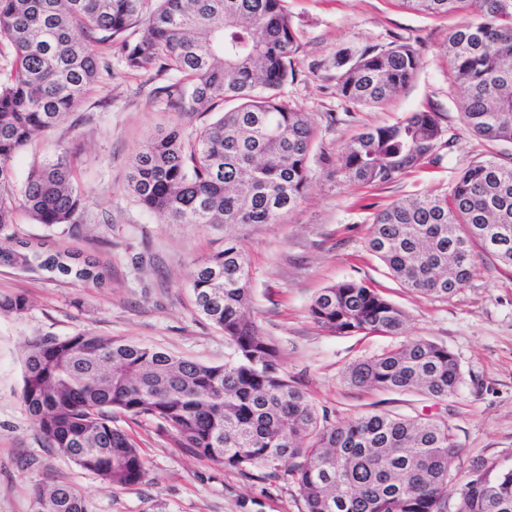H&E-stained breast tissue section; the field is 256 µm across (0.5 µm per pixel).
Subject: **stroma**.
I'll return each mask as SVG.
<instances>
[{
  "instance_id": "stroma-1",
  "label": "stroma",
  "mask_w": 512,
  "mask_h": 512,
  "mask_svg": "<svg viewBox=\"0 0 512 512\" xmlns=\"http://www.w3.org/2000/svg\"><path fill=\"white\" fill-rule=\"evenodd\" d=\"M299 31L295 76L282 99L307 112L316 132L309 183L300 203L276 224H246L237 243L250 263L253 314L280 348L289 376L331 420L375 410L448 422L461 453L458 479L484 462L512 467V270L482 255L468 285L442 301L410 292L365 247L376 210L392 202L445 192L471 163L512 156V144L467 132L449 90L442 45L461 15L432 17L397 0H285ZM398 40L413 44L420 67L413 81L381 108H355L336 94V56ZM170 74L132 71L120 51L112 75L95 87L51 132L35 136L14 160V184L45 160L70 154L85 205L80 231L36 223L16 208V241L65 250L100 264L101 283L52 278L39 270L0 266V300L25 297L24 315L0 314V512H34L33 488L65 483L82 493L92 512H304L298 487L254 467L242 472L177 447L156 423L114 417L140 448L142 481L113 488L72 461L44 448L20 400L26 344L91 331L135 341L206 364L229 351L221 330L197 314L190 288L196 265L224 246L220 224H166L139 205L127 182L134 154L158 130L180 125L185 136L209 124L218 110L181 113L155 88ZM431 108L444 129L433 163L382 185L344 182L341 149L367 127ZM362 281L381 288L406 314L405 336H423L458 359V393L437 400L417 392L358 389L342 379L353 361L396 345L391 336H331L310 318L314 295L331 284Z\"/></svg>"
}]
</instances>
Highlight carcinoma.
<instances>
[{"mask_svg": "<svg viewBox=\"0 0 512 512\" xmlns=\"http://www.w3.org/2000/svg\"><path fill=\"white\" fill-rule=\"evenodd\" d=\"M433 16L467 10L443 50L465 129L512 144V0H401ZM120 42L130 70L157 68L179 81L157 88L182 112L236 106L187 139L177 126L141 148L128 179L136 201L169 224H222L224 249L191 282L196 310L224 332L219 366L87 331L36 336L26 345L21 400L44 447L114 488L138 484L145 462L117 413L156 423L191 454L237 469L280 472L298 486L304 512H512V467L485 463L448 488L458 444L447 422L372 411L328 420L283 369L279 348L252 314L249 263L228 230L276 224L309 183L315 132L307 113L278 93L293 76L298 31L284 0H0V40L13 50L0 68V264L99 281L98 264L72 266L9 246L12 162L38 133L63 122L103 74ZM420 65L410 43L336 58V94L355 107L381 105L407 87ZM440 113H410L370 127L342 149L352 182L386 184L434 160ZM21 205L38 224L77 225L85 206L62 153L32 171ZM367 249L402 287L447 300L467 286L478 252L512 268V160L475 161L441 194L378 211ZM309 316L332 336H401L405 313L380 291L346 280L322 289ZM360 389L412 391L445 400L462 384L459 361L424 337L350 363ZM36 512H92L62 484L35 489Z\"/></svg>", "mask_w": 512, "mask_h": 512, "instance_id": "1", "label": "carcinoma"}]
</instances>
